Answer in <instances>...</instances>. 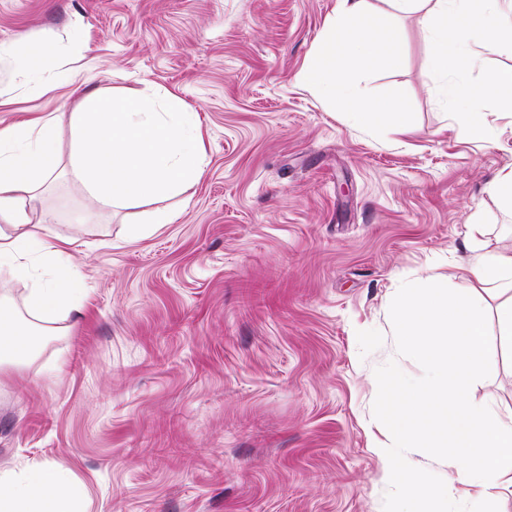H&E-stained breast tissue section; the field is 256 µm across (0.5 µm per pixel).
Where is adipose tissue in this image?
<instances>
[{
	"label": "adipose tissue",
	"instance_id": "obj_1",
	"mask_svg": "<svg viewBox=\"0 0 512 512\" xmlns=\"http://www.w3.org/2000/svg\"><path fill=\"white\" fill-rule=\"evenodd\" d=\"M343 18L329 21L325 45L307 63L301 78L322 97L352 103L358 118L367 112L399 123L392 104L366 110L357 88L334 77L337 62L353 66L367 59L397 68L402 64V32L389 13L372 12L367 0H341ZM395 10L420 13L432 33L428 63L439 75L457 73L474 44L512 42V0H391ZM55 53L42 43L14 56L23 82L46 89L67 73L46 68ZM76 111L0 127V269L26 283L22 304L0 292V368L28 363L35 337L58 330L81 312L86 298L82 273L72 262L66 239L55 238L51 216H37L36 191L60 165V128L72 133L70 175L104 210L158 201L149 223L168 224L174 212L161 200L196 184L206 166L200 121L174 94L164 111L136 90L119 95L76 85ZM472 285L463 290L407 288L397 296L394 332L410 352L425 361L430 381L412 386L392 377L383 414L396 448L418 446L443 451L455 476L446 485L427 482L416 466L388 473L401 485L404 512H446L457 485L475 488L471 501L481 507L484 492L512 484V418L476 406L470 392L484 372L488 346L485 297L495 290L498 334L512 340V251L478 255L466 267ZM82 492L53 465L29 469L23 477L0 473V512H84Z\"/></svg>",
	"mask_w": 512,
	"mask_h": 512
}]
</instances>
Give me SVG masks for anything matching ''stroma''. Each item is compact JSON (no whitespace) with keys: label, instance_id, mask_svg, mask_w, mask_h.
Returning <instances> with one entry per match:
<instances>
[{"label":"stroma","instance_id":"1","mask_svg":"<svg viewBox=\"0 0 512 512\" xmlns=\"http://www.w3.org/2000/svg\"><path fill=\"white\" fill-rule=\"evenodd\" d=\"M340 2L0 0V46L49 41L91 87L172 92L197 112L207 155L190 202H164L176 220L141 234L150 205L94 211L62 134L40 205L85 277V311L0 370V470L52 463L86 512H394L391 467L453 475L431 448L379 454L380 384L429 373L394 334L401 289L469 287L470 256L512 249V209L492 189L512 169V111L475 92L512 68V43L477 46L459 76L492 129L477 142L417 15L368 0L392 11L404 63L336 76L363 104H396L404 128L361 124L301 79ZM15 82L0 56V126L74 106L69 85ZM471 399L512 414V342L493 341Z\"/></svg>","mask_w":512,"mask_h":512}]
</instances>
